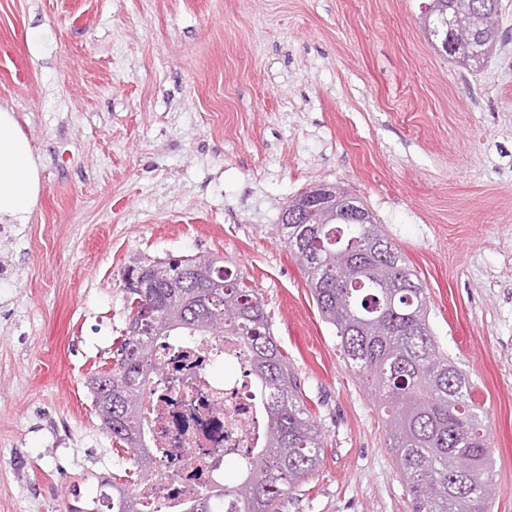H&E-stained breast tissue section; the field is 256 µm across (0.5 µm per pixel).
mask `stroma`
Returning <instances> with one entry per match:
<instances>
[{
    "label": "stroma",
    "instance_id": "obj_1",
    "mask_svg": "<svg viewBox=\"0 0 512 512\" xmlns=\"http://www.w3.org/2000/svg\"><path fill=\"white\" fill-rule=\"evenodd\" d=\"M420 2L0 0V104L40 176L29 222L0 223V512L126 483L86 381L128 326L131 261L203 255L258 288L327 438L281 512H409L385 412L278 235L318 184L415 269L512 512V0L473 69L427 38Z\"/></svg>",
    "mask_w": 512,
    "mask_h": 512
}]
</instances>
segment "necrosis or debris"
<instances>
[{"label":"necrosis or debris","instance_id":"1","mask_svg":"<svg viewBox=\"0 0 512 512\" xmlns=\"http://www.w3.org/2000/svg\"><path fill=\"white\" fill-rule=\"evenodd\" d=\"M161 368L141 389L140 431L152 481L138 484V512H187L221 485L224 462L250 461L264 438V396L238 336H168ZM224 363L237 374L217 377Z\"/></svg>","mask_w":512,"mask_h":512}]
</instances>
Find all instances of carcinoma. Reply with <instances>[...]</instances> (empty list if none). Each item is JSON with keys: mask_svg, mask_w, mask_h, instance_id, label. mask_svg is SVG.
<instances>
[{"mask_svg": "<svg viewBox=\"0 0 512 512\" xmlns=\"http://www.w3.org/2000/svg\"><path fill=\"white\" fill-rule=\"evenodd\" d=\"M420 23L434 44L463 65H477L495 44L499 0H424ZM366 223L350 224L334 207L305 224H280L279 236L293 254L323 319L336 329L352 371L371 385L389 410L388 448L411 497L412 512H490L485 486L493 483L483 407L458 363L439 346L430 324L426 291L402 251L369 210ZM155 287L133 286L140 274ZM224 283L210 288V280ZM131 311L150 307L146 330L127 331L112 371L87 381L98 401L99 381L112 386V421L100 419L112 441L126 449L136 481L153 479L141 461L138 427L143 382L159 370L154 354L161 336L232 333L247 348L251 371L267 392V430L259 457L241 481L224 486L222 502L202 494L188 512H280L282 497L317 471L325 434L313 419L298 378L271 336L258 289L224 266L221 258L185 257L137 261L126 270ZM461 461L448 470V457ZM137 512L133 494L112 485L90 507L67 512Z\"/></svg>", "mask_w": 512, "mask_h": 512, "instance_id": "1", "label": "carcinoma"}]
</instances>
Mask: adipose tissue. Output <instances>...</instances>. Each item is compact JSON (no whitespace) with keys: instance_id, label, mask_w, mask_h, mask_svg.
<instances>
[{"instance_id":"adipose-tissue-1","label":"adipose tissue","mask_w":512,"mask_h":512,"mask_svg":"<svg viewBox=\"0 0 512 512\" xmlns=\"http://www.w3.org/2000/svg\"><path fill=\"white\" fill-rule=\"evenodd\" d=\"M39 188L30 143L18 131L12 112L0 106V223H27Z\"/></svg>"}]
</instances>
